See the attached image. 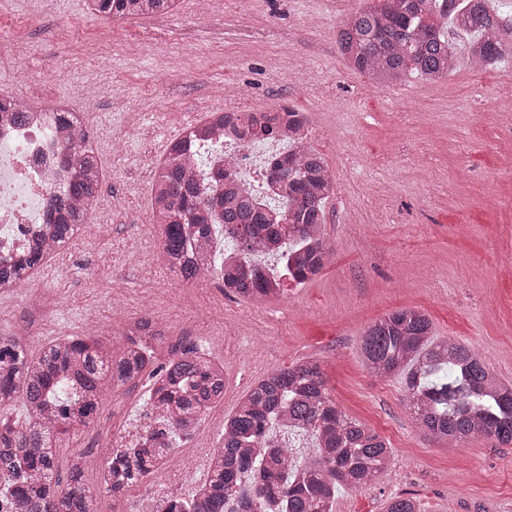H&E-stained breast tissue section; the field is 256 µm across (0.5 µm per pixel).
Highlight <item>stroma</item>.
Instances as JSON below:
<instances>
[{
  "instance_id": "stroma-1",
  "label": "stroma",
  "mask_w": 512,
  "mask_h": 512,
  "mask_svg": "<svg viewBox=\"0 0 512 512\" xmlns=\"http://www.w3.org/2000/svg\"><path fill=\"white\" fill-rule=\"evenodd\" d=\"M361 0H179L174 13L113 21L88 0H0V97L67 103L101 161L96 243H70L36 268L23 296L0 306V330L37 350L84 336L82 314L130 322L150 313L162 334L158 359L206 337L223 363L224 398L187 447L219 446L224 420L270 370L312 359L329 395L350 417L388 440L392 463L363 491L347 490L333 512H384L388 498L413 496L422 512H512V444L478 433L448 449L425 437L402 402L400 379L370 374L364 330L399 308L430 318L436 340L479 351L512 383V125L497 113L512 61L484 71L448 39L460 62L448 78L377 86L351 70L336 31ZM24 42L28 55L12 52ZM238 87L266 107L289 100L306 112L311 140L339 168L325 207L331 245L322 272L289 285L273 308L287 322L251 317L250 301L225 296L222 280L183 283L164 265L153 227L156 157L187 124L210 112L217 90ZM123 277L113 281L112 264ZM126 290L121 311L112 290ZM146 397L130 381L110 390L94 419L70 426L57 465L100 428L122 423ZM152 475L120 493L92 474L95 512H136Z\"/></svg>"
}]
</instances>
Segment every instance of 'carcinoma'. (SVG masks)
Instances as JSON below:
<instances>
[{
	"label": "carcinoma",
	"instance_id": "1",
	"mask_svg": "<svg viewBox=\"0 0 512 512\" xmlns=\"http://www.w3.org/2000/svg\"><path fill=\"white\" fill-rule=\"evenodd\" d=\"M94 13L113 19L165 14L178 0H89ZM470 35L468 58L494 66L512 55V10L494 0H379L353 12L338 32L339 50L349 66L379 85H397L409 76L435 82L450 75L458 57L448 28ZM25 120L26 103L0 98V113ZM64 161L74 178L51 201L53 218L34 236L23 260H0V290L24 282L53 252L72 240L95 205L101 163L80 118L58 115ZM242 136L274 140L280 128L261 113L237 118ZM224 116L189 132L194 143L222 135ZM303 122L288 124L292 148L268 163L279 182L278 201L259 204L243 189L224 186V167L199 182L193 158L174 141L151 188L166 266L179 280L194 283L208 274L235 295L253 301L280 296L285 282L302 284L317 276L329 248L325 206L336 180L314 150ZM243 257L238 262L216 250L215 237ZM149 321L125 325L126 343L109 346L94 337L58 338L32 354L0 333V410L21 400L28 421L16 427L0 421V498L13 512H92L83 476L90 461L75 456L67 482L58 476L57 447L62 426L86 424L103 393L149 372V399L160 427L139 448L117 455L106 451V489L116 492L169 458L172 440L187 436L224 398V367L192 346L155 365ZM432 324L422 311L402 308L376 320L361 340L365 368L378 378L401 377L403 402L423 433L453 448L484 433L512 444V387L503 383L470 347L431 340ZM310 437L315 458L293 455L276 431ZM392 461L388 443L350 418L327 392L320 365L302 360L276 368L258 381L224 420V437L213 449L208 477L188 500L147 503L143 512H333L345 489L374 483ZM385 512H419L416 501L397 496Z\"/></svg>",
	"mask_w": 512,
	"mask_h": 512
}]
</instances>
